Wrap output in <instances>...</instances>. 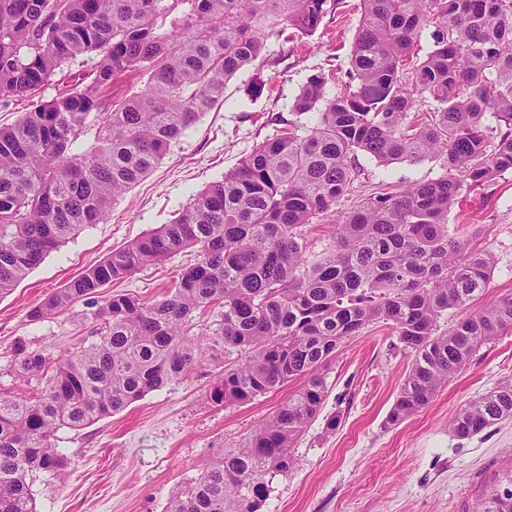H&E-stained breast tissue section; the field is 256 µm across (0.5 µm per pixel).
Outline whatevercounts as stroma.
<instances>
[{
    "mask_svg": "<svg viewBox=\"0 0 512 512\" xmlns=\"http://www.w3.org/2000/svg\"><path fill=\"white\" fill-rule=\"evenodd\" d=\"M360 17V0H339L315 32H294L289 41L268 35L260 58L228 83L224 103L188 128L154 170L113 204L106 221L83 229L0 296V389L32 397L45 387L39 380H13L15 339L55 352L91 341L93 324L84 319L82 303L39 321L28 316L34 306L113 249L169 223L191 195L236 167L275 132L279 117L290 116L310 75L327 74L329 94L343 90ZM358 162L364 173L337 203V214L351 212L372 193L444 173L438 159L382 166L362 156ZM448 229L468 235L474 250L494 258L489 286L472 310L512 295V172L463 194L448 215ZM196 258L190 249L175 253L108 291L161 299ZM221 324L220 308L195 314L192 332L203 353L187 376L88 427L56 432L53 443L70 465L60 476H29L37 512H165L170 496L213 455L244 444L300 388L294 380L245 404L214 403L210 394L218 377L244 358L213 344ZM411 364V353L388 324L370 325L345 340L330 365L321 415L293 445L295 466L269 480L267 512H475L495 477L512 470V419L468 439L457 438L449 422L465 403L512 379V332L477 349L427 407L387 425ZM330 415L338 418L332 432L325 429Z\"/></svg>",
    "mask_w": 512,
    "mask_h": 512,
    "instance_id": "35a3bbf8",
    "label": "stroma"
}]
</instances>
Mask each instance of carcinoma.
<instances>
[{"instance_id":"cac0c4a2","label":"carcinoma","mask_w":512,"mask_h":512,"mask_svg":"<svg viewBox=\"0 0 512 512\" xmlns=\"http://www.w3.org/2000/svg\"><path fill=\"white\" fill-rule=\"evenodd\" d=\"M329 0H0V106L52 81L64 90L0 128V295L11 292L147 176L224 89L249 68L270 32H315ZM349 82L327 96L312 75L296 118L224 177L192 195L168 224L112 250L29 312L40 320L80 301L95 340L54 354L13 344L19 381L46 380L36 398L0 390V512H36L27 477L70 460L52 444L186 376L198 363L193 314L223 308L221 343L246 354L224 370L217 403H247L288 382L302 386L242 446L216 454L166 512H263L267 476L295 464L296 438L319 416L344 339L376 321L413 353L388 412L398 425L484 344L512 330V296L439 319L488 288L493 257L448 231L463 193L512 171V0H361ZM429 31L433 50L412 49ZM79 70L72 71L73 67ZM126 73L141 90L114 99ZM426 104L429 111H420ZM317 115L308 126L301 116ZM496 126H489L486 117ZM92 137L80 151V139ZM380 165L440 159L437 179L378 192L336 222V246L314 264L305 228L352 190L358 155ZM192 249L158 301L104 288ZM512 419V381L465 404L450 422L467 438ZM476 512H512V471Z\"/></svg>"}]
</instances>
